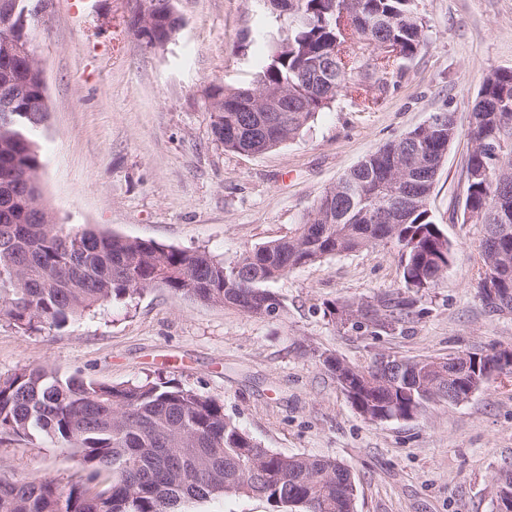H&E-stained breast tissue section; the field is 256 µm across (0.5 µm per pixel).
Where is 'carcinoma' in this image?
Segmentation results:
<instances>
[{
  "instance_id": "1",
  "label": "carcinoma",
  "mask_w": 512,
  "mask_h": 512,
  "mask_svg": "<svg viewBox=\"0 0 512 512\" xmlns=\"http://www.w3.org/2000/svg\"><path fill=\"white\" fill-rule=\"evenodd\" d=\"M288 28L272 47L257 79L226 89L215 84L208 111L211 133L224 149L264 154L295 139L339 96L376 103L373 91L399 77L424 41V21L414 0H289ZM387 43L392 54L377 45ZM27 86L18 111L0 112V319L24 333L60 328L112 299L149 288H167L205 304L270 316L281 301L267 285L330 255L379 243L397 251L408 296L375 303L327 306L342 325L357 322L396 329L412 314V296L446 276L453 245L435 223L429 201L443 158L437 148L454 141L452 113L441 112L366 155L328 188L290 236L244 250L226 263L206 250H185L137 238L71 227L56 221L44 203L42 161L29 116L40 103V70L24 58H0L6 75ZM252 105L272 91L288 94L275 112H229L225 105L247 92ZM463 220L480 224L477 290L494 270L512 267V246L492 250L486 237L497 225L512 228V197L497 201L498 186H512V69L486 77L472 107ZM496 182L475 177L481 165ZM409 376L407 387L386 382L358 387L356 410L370 420L412 419L431 403H446L469 390L448 379V364L434 357L393 356ZM44 436L72 449L80 480L0 479V512H178L185 500L213 495L261 497L300 512H354L356 486L338 460L286 455L263 447L224 415V406L168 381L112 386L77 376L61 377L44 366L26 367L0 381V434Z\"/></svg>"
}]
</instances>
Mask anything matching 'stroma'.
I'll return each instance as SVG.
<instances>
[{"mask_svg":"<svg viewBox=\"0 0 512 512\" xmlns=\"http://www.w3.org/2000/svg\"><path fill=\"white\" fill-rule=\"evenodd\" d=\"M425 40L405 72L360 111L346 96L294 140L262 155L230 152L211 133L205 91L255 80L281 24L263 0H183L174 41L132 34V0H50L34 30L48 115L37 133L45 203L62 224L187 250L225 262L290 235L323 192L365 155L454 113L430 197L454 246L446 277L417 296L393 330L340 326L332 302H373L401 291L396 250L379 244L296 269L271 289L275 317L203 304L164 288L116 300L63 328L23 333L0 321V378L29 366L122 386L163 378L224 406L263 447L323 455L351 470L356 512H497L492 481L512 464V378L485 383L457 405L370 422L320 362L355 365L379 354L445 356L512 347V315L474 288L482 227L462 221L474 100L495 69H512V0H417ZM71 449L47 439L0 438V478L77 480ZM180 512H291L266 499L215 496Z\"/></svg>","mask_w":512,"mask_h":512,"instance_id":"stroma-1","label":"stroma"}]
</instances>
